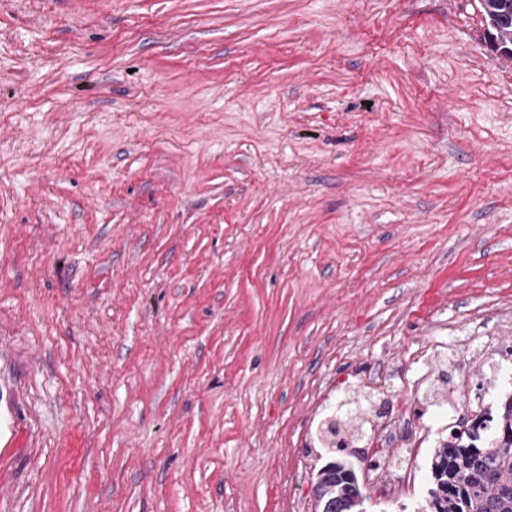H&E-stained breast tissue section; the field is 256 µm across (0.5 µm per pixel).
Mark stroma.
Instances as JSON below:
<instances>
[{
	"label": "stroma",
	"mask_w": 512,
	"mask_h": 512,
	"mask_svg": "<svg viewBox=\"0 0 512 512\" xmlns=\"http://www.w3.org/2000/svg\"><path fill=\"white\" fill-rule=\"evenodd\" d=\"M421 415L394 499L316 434ZM512 371L480 0H0V512H420ZM317 476L316 512H364L365 495L354 473L344 464L329 462Z\"/></svg>",
	"instance_id": "obj_1"
}]
</instances>
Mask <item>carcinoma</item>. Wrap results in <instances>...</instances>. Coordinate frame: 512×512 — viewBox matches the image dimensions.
<instances>
[{"instance_id": "carcinoma-1", "label": "carcinoma", "mask_w": 512, "mask_h": 512, "mask_svg": "<svg viewBox=\"0 0 512 512\" xmlns=\"http://www.w3.org/2000/svg\"><path fill=\"white\" fill-rule=\"evenodd\" d=\"M491 49L512 61V0H481ZM431 512H512V396L497 416L485 413L453 431L434 453ZM315 512H363L365 495L354 473L330 462L317 473Z\"/></svg>"}]
</instances>
